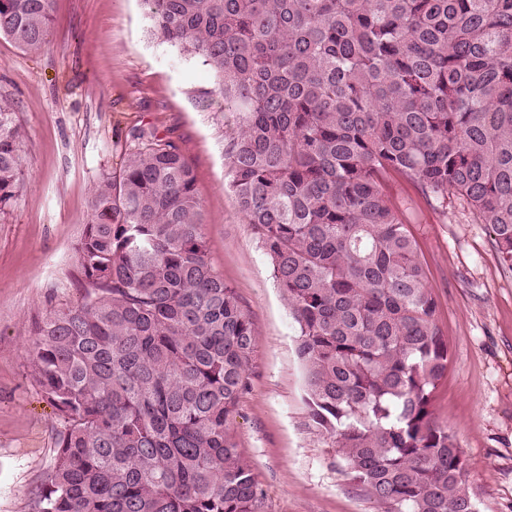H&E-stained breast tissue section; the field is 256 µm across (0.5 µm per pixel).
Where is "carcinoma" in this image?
<instances>
[{"label": "carcinoma", "instance_id": "1", "mask_svg": "<svg viewBox=\"0 0 512 512\" xmlns=\"http://www.w3.org/2000/svg\"><path fill=\"white\" fill-rule=\"evenodd\" d=\"M151 35L235 115L226 187L297 324L313 427L382 512H479L432 401L448 340L385 184L465 199L512 269V0H140ZM53 0H0L45 43ZM76 246L87 288L37 325L31 376L61 422L33 512H264L229 417L253 323L209 258L177 142L133 127ZM22 134L0 103V213Z\"/></svg>", "mask_w": 512, "mask_h": 512}]
</instances>
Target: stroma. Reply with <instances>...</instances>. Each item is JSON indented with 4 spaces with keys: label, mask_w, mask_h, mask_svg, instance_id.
<instances>
[{
    "label": "stroma",
    "mask_w": 512,
    "mask_h": 512,
    "mask_svg": "<svg viewBox=\"0 0 512 512\" xmlns=\"http://www.w3.org/2000/svg\"><path fill=\"white\" fill-rule=\"evenodd\" d=\"M213 82L201 62L151 38L139 0H55L35 52L0 37V101L23 132V180L0 214V512H31L53 456L61 425L31 376L33 334L83 293L75 246L135 124L180 144L210 259L254 324L248 386L230 428L265 491L264 512H381L348 480L333 437L308 424L296 325L225 187L234 123L223 101L204 105ZM387 194L410 222L448 340L433 416L464 452L480 512H512V270L461 197L437 210L398 175Z\"/></svg>",
    "instance_id": "1"
}]
</instances>
